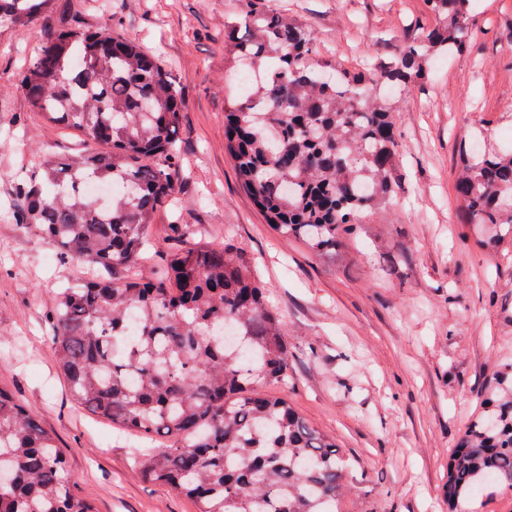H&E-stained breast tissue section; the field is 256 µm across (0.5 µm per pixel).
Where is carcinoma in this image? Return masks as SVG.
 I'll use <instances>...</instances> for the list:
<instances>
[{
    "mask_svg": "<svg viewBox=\"0 0 512 512\" xmlns=\"http://www.w3.org/2000/svg\"><path fill=\"white\" fill-rule=\"evenodd\" d=\"M49 0H0V23L24 28ZM438 17L379 70L315 59L304 26L242 0L244 32L226 25L225 56L263 69L224 102V149L280 233L317 254L398 189L390 97L481 30L471 0H427ZM18 89L49 122L105 153L43 160L20 193L19 226L62 260L104 272L58 288L52 344L76 403L148 439L141 477L195 500L200 512H338L347 472L336 442L262 388L287 384L281 317L232 245L176 250L142 272L153 216L180 179V97L162 61L109 25L63 27L31 56ZM456 193L465 223L512 239V151L475 135L460 146ZM124 185L99 207L88 187ZM118 270L123 278L113 277ZM485 389L486 410L448 460V512L489 474L512 488V390ZM0 512H94L69 481L54 437L0 390Z\"/></svg>",
    "mask_w": 512,
    "mask_h": 512,
    "instance_id": "1",
    "label": "carcinoma"
}]
</instances>
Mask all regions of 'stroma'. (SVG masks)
<instances>
[{"label": "stroma", "instance_id": "1", "mask_svg": "<svg viewBox=\"0 0 512 512\" xmlns=\"http://www.w3.org/2000/svg\"><path fill=\"white\" fill-rule=\"evenodd\" d=\"M314 36L321 59L374 68L431 23L424 0H275ZM238 0H51L26 30L0 25V389L51 432L68 477L95 512H198L143 481L132 438L71 397L49 340L62 281L84 275L21 229L19 187L74 131L47 122L17 88L19 72L60 27L114 33L156 53L179 86L184 174L150 227L153 263L192 224L198 245H233L268 290L291 361L281 392L335 440L350 493L340 512H448V458L481 411L479 394L512 369V241H478L456 197L458 147L473 134L512 145V0H474L480 38L438 58L394 94L401 144L395 197L319 256L267 224L224 149V100L237 71L224 19ZM461 512H512V489L486 479Z\"/></svg>", "mask_w": 512, "mask_h": 512}]
</instances>
